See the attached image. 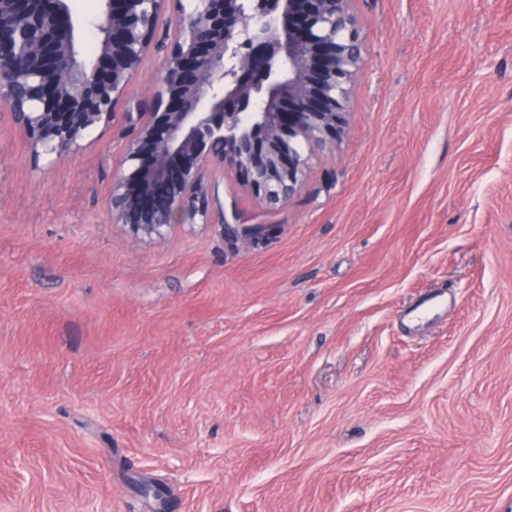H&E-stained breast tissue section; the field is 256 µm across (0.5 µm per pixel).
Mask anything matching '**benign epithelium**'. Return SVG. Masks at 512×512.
<instances>
[{
  "label": "benign epithelium",
  "mask_w": 512,
  "mask_h": 512,
  "mask_svg": "<svg viewBox=\"0 0 512 512\" xmlns=\"http://www.w3.org/2000/svg\"><path fill=\"white\" fill-rule=\"evenodd\" d=\"M349 2L195 0L180 11L162 89L123 113L132 169L112 186L111 217L148 240L207 219L210 164L240 169L264 202H287L345 123L361 63ZM165 4L104 0L86 64L67 0H0V104L34 151L61 158L115 118Z\"/></svg>",
  "instance_id": "obj_1"
}]
</instances>
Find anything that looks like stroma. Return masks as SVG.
I'll return each instance as SVG.
<instances>
[{
    "instance_id": "1",
    "label": "stroma",
    "mask_w": 512,
    "mask_h": 512,
    "mask_svg": "<svg viewBox=\"0 0 512 512\" xmlns=\"http://www.w3.org/2000/svg\"><path fill=\"white\" fill-rule=\"evenodd\" d=\"M70 5L92 59L100 2ZM351 11L297 193L208 170L207 223L161 240L107 209L122 120L56 161L0 105V512H512V0Z\"/></svg>"
}]
</instances>
